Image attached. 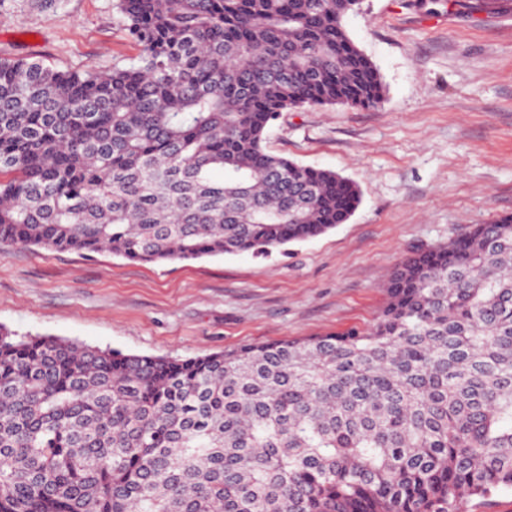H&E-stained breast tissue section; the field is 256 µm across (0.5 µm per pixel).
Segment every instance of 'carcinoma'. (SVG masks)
Masks as SVG:
<instances>
[{
    "mask_svg": "<svg viewBox=\"0 0 512 512\" xmlns=\"http://www.w3.org/2000/svg\"><path fill=\"white\" fill-rule=\"evenodd\" d=\"M360 0H114L110 72L0 59V242L268 256L359 186L268 151L385 89ZM375 324L193 358L0 326V512H468L512 490V215L403 259Z\"/></svg>",
    "mask_w": 512,
    "mask_h": 512,
    "instance_id": "cac0c4a2",
    "label": "carcinoma"
}]
</instances>
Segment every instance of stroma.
<instances>
[{
  "instance_id": "stroma-1",
  "label": "stroma",
  "mask_w": 512,
  "mask_h": 512,
  "mask_svg": "<svg viewBox=\"0 0 512 512\" xmlns=\"http://www.w3.org/2000/svg\"><path fill=\"white\" fill-rule=\"evenodd\" d=\"M344 26L382 103L283 113L267 145L354 181L346 223L268 257L140 263L0 244V325L183 359L368 327L410 252L512 214V0H361ZM135 53L113 0H0V58L107 71Z\"/></svg>"
}]
</instances>
